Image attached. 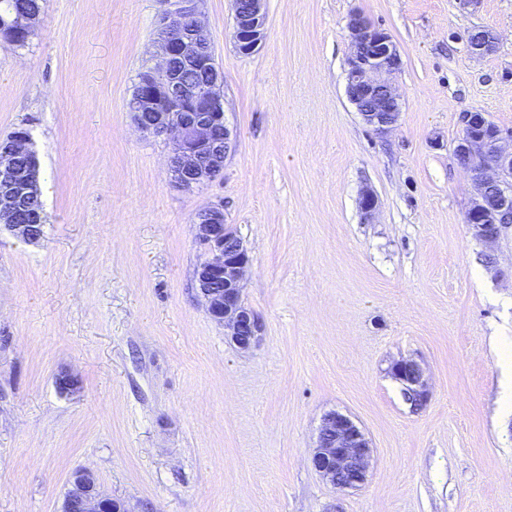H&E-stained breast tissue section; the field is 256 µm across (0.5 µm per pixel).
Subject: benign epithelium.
<instances>
[{
	"instance_id": "7a95c632",
	"label": "benign epithelium",
	"mask_w": 512,
	"mask_h": 512,
	"mask_svg": "<svg viewBox=\"0 0 512 512\" xmlns=\"http://www.w3.org/2000/svg\"><path fill=\"white\" fill-rule=\"evenodd\" d=\"M232 37L242 54L252 53L264 38L267 20L266 0H231ZM157 32L160 64L142 73L129 111L137 128L163 136L171 145L172 172L176 183L191 190L209 182L220 169L219 157L228 155L233 133L225 119L224 105L218 93L222 74L216 68L211 43L198 21V0H160ZM39 18L17 14L4 22L12 32L22 35L33 30ZM350 54L347 59L346 95L363 120L384 132L398 124L402 112L400 95L383 78L401 66V58L391 36L361 13H353L347 22ZM180 58L207 69L213 75L205 92L181 84L170 77L169 63ZM462 132L454 151L465 157V170L476 186V197L466 213L465 222L473 235L493 242L499 229L498 214L512 215V142L511 133H503L483 112L461 115ZM27 137L17 132L0 146V229L27 242L38 243L44 232L41 224L16 222L19 202L39 192V167L33 163L21 169L15 157H30ZM360 209L370 219L378 209V197L370 189L362 192ZM196 239L202 242L210 258L195 274V287L209 316L224 326L227 335L242 351L259 341L261 324L242 303V282L250 257L241 238L224 223V210L210 206L195 220ZM406 395L416 405L426 402L427 381L423 368L413 359H401L391 367ZM372 454L363 431L346 415L336 411L324 415L311 464L319 475L339 491L356 489L367 479ZM60 512H130L126 504L105 494L89 470L71 476Z\"/></svg>"
}]
</instances>
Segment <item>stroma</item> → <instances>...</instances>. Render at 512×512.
Returning a JSON list of instances; mask_svg holds the SVG:
<instances>
[{
  "mask_svg": "<svg viewBox=\"0 0 512 512\" xmlns=\"http://www.w3.org/2000/svg\"><path fill=\"white\" fill-rule=\"evenodd\" d=\"M161 10L46 0L28 44L0 47V139L28 129L47 216L40 243L0 234V512H59L80 469L131 512H512L493 348L512 341V224L472 235L453 152L461 113L512 132V0H267L249 55L229 0H200L236 138L192 190L128 109L160 61ZM355 12L401 57L386 134L346 96ZM477 27L494 52L470 53ZM211 205L251 257L242 296L263 330L247 352L195 290ZM403 358L425 371L421 407L390 371ZM331 411L371 443L361 488L310 464Z\"/></svg>",
  "mask_w": 512,
  "mask_h": 512,
  "instance_id": "stroma-1",
  "label": "stroma"
}]
</instances>
